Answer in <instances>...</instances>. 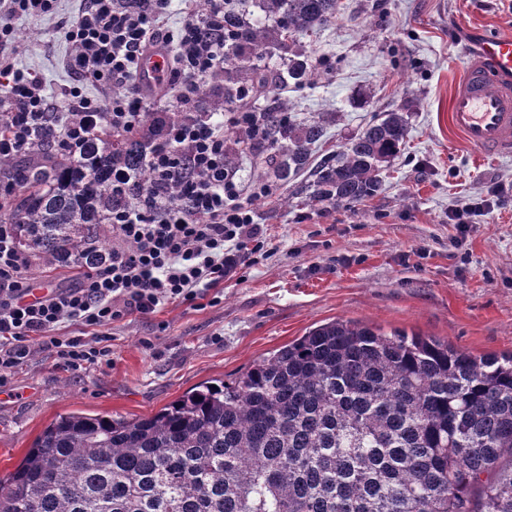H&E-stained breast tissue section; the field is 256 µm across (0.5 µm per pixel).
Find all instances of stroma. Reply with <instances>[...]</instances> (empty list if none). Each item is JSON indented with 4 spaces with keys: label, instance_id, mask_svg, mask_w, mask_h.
I'll return each mask as SVG.
<instances>
[{
    "label": "stroma",
    "instance_id": "1",
    "mask_svg": "<svg viewBox=\"0 0 512 512\" xmlns=\"http://www.w3.org/2000/svg\"><path fill=\"white\" fill-rule=\"evenodd\" d=\"M327 26L297 49L337 62L329 79L289 87L294 121L335 117L313 150L330 154L366 124L407 112L410 133L381 190L352 206L306 202L300 180L251 192L264 167L238 163L242 200L264 224L266 253L246 255L215 299L170 301L108 329L110 353L73 371L36 351L0 386V472L12 471L58 415L147 416L204 382L234 381L256 360L333 320L445 340L474 355L512 350V203L466 232L448 208L512 184V155L469 145L449 123V103L475 33L512 36V0H339ZM78 0L20 19L13 65L40 74L61 102L71 89L103 99L111 87L76 82L64 33Z\"/></svg>",
    "mask_w": 512,
    "mask_h": 512
}]
</instances>
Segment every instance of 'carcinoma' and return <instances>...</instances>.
<instances>
[{
    "instance_id": "carcinoma-1",
    "label": "carcinoma",
    "mask_w": 512,
    "mask_h": 512,
    "mask_svg": "<svg viewBox=\"0 0 512 512\" xmlns=\"http://www.w3.org/2000/svg\"><path fill=\"white\" fill-rule=\"evenodd\" d=\"M240 2L224 0V66L198 96L219 87L212 111L243 100L263 114L261 134L236 127L225 169L246 143L290 181L309 167L331 116L297 124L273 87L336 67L288 52V38L329 24L338 0H260L272 26L244 18ZM273 44L288 53L284 73L261 66ZM408 134L406 113H384L312 168L307 201L375 195ZM160 138L151 122L133 133L103 127L74 157L47 128L26 166L0 156L19 187L0 199V224L14 225L34 272L112 260V211L141 201ZM117 172L131 176L126 187H112ZM162 192L187 205L181 181ZM0 512H512V352L475 356L418 334L328 322L151 416H58L0 475Z\"/></svg>"
}]
</instances>
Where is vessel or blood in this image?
Returning a JSON list of instances; mask_svg holds the SVG:
<instances>
[{
  "instance_id": "b4317fda",
  "label": "vessel or blood",
  "mask_w": 512,
  "mask_h": 512,
  "mask_svg": "<svg viewBox=\"0 0 512 512\" xmlns=\"http://www.w3.org/2000/svg\"><path fill=\"white\" fill-rule=\"evenodd\" d=\"M451 101L450 124L485 152L512 155V37L478 35Z\"/></svg>"
}]
</instances>
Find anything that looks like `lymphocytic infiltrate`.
Instances as JSON below:
<instances>
[{"mask_svg":"<svg viewBox=\"0 0 512 512\" xmlns=\"http://www.w3.org/2000/svg\"><path fill=\"white\" fill-rule=\"evenodd\" d=\"M56 0H0V76L11 111L0 114V155L27 150L35 127L52 126L69 154L83 152L100 127L140 129L157 87L138 84L123 96L90 100L71 91L62 103L45 95L41 78L15 69L7 51L15 42L14 22L51 14ZM171 0H84L65 36L73 47L67 66L80 81H128L145 53L178 40L182 56L169 68L179 89L177 106L188 122L171 127L166 143L148 163L156 182L181 180L186 206L152 196L135 209L112 213V260L86 273L75 287L54 289L31 301L29 261L17 248L14 227L0 224V385L35 349L54 353L79 370L107 356V348L79 336H60L62 320L105 328L130 315L147 316L170 301L194 303L232 276L244 253L263 250L266 230L240 203L234 172L224 168V126H259L257 113L237 109L231 116L196 108L201 83L224 61V0L210 12L188 11L178 35L164 26ZM67 112L81 113L77 123Z\"/></svg>","mask_w":512,"mask_h":512,"instance_id":"1","label":"lymphocytic infiltrate"}]
</instances>
